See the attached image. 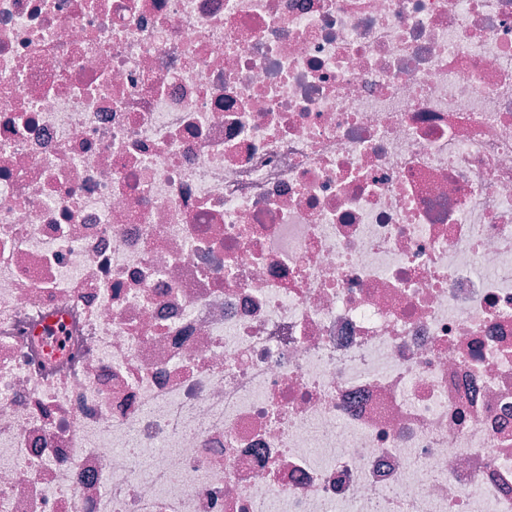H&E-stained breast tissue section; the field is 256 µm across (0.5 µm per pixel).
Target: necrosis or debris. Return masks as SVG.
Masks as SVG:
<instances>
[{"mask_svg":"<svg viewBox=\"0 0 512 512\" xmlns=\"http://www.w3.org/2000/svg\"><path fill=\"white\" fill-rule=\"evenodd\" d=\"M0 512H512V0H0Z\"/></svg>","mask_w":512,"mask_h":512,"instance_id":"obj_1","label":"necrosis or debris"}]
</instances>
